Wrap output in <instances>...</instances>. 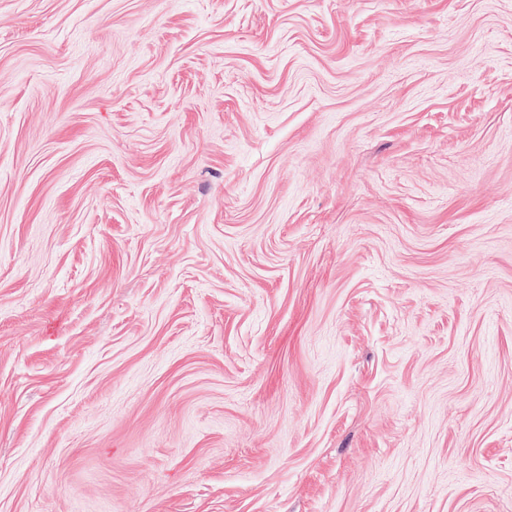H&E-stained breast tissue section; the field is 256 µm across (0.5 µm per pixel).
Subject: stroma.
I'll return each instance as SVG.
<instances>
[{"label": "stroma", "mask_w": 512, "mask_h": 512, "mask_svg": "<svg viewBox=\"0 0 512 512\" xmlns=\"http://www.w3.org/2000/svg\"><path fill=\"white\" fill-rule=\"evenodd\" d=\"M0 512H512V0H0Z\"/></svg>", "instance_id": "35a3bbf8"}]
</instances>
